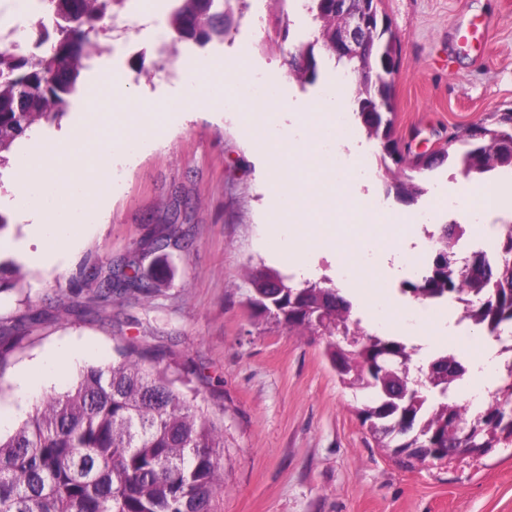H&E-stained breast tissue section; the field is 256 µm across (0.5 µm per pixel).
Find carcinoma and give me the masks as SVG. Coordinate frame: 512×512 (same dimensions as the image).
I'll return each mask as SVG.
<instances>
[{
  "instance_id": "cac0c4a2",
  "label": "carcinoma",
  "mask_w": 512,
  "mask_h": 512,
  "mask_svg": "<svg viewBox=\"0 0 512 512\" xmlns=\"http://www.w3.org/2000/svg\"><path fill=\"white\" fill-rule=\"evenodd\" d=\"M120 0H50L53 30L41 28L37 48H0V168L20 139L40 123L55 124L70 98L80 92L81 71L89 67L90 34ZM168 25L174 40L204 46L222 40L230 22L226 0H176ZM312 29L308 50H319L359 76L369 56H399L400 38L390 22L369 31L371 55L336 52V35L349 7L344 0H305ZM319 62L290 71L312 82ZM353 112L366 137L377 143L386 193L411 204L426 192L422 175L449 165L481 178L512 168V108L492 113L450 135L436 153L410 156L394 131V92L389 80L356 81ZM176 225L135 249L118 266L122 277L98 269L85 276L104 302L112 295L147 299L162 286L164 274L140 275L143 261L170 246ZM463 231L444 227L433 266L407 283L413 297L436 299L467 294L468 317L494 331L512 323V225L500 237L498 252L475 261L454 250ZM21 266L0 261V293L16 288ZM252 304L274 318L288 310V329L324 336L341 384L361 396L358 416L378 446L396 451L420 444L419 464L454 458V443L469 436L478 448L512 445V360L505 362L494 395L472 410L449 397L466 367L440 350L411 368L412 351L398 336L370 333L353 317L352 303L328 280L300 285L276 269L251 275ZM36 315L24 312L7 330L0 347L10 350ZM118 360L89 366L64 392L50 393L13 433L0 436V512H223L224 418L211 416L188 400L159 367V356L129 338L117 346Z\"/></svg>"
}]
</instances>
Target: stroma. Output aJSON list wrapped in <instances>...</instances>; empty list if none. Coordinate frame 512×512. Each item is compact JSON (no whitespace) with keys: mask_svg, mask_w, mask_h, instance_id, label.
I'll return each mask as SVG.
<instances>
[{"mask_svg":"<svg viewBox=\"0 0 512 512\" xmlns=\"http://www.w3.org/2000/svg\"><path fill=\"white\" fill-rule=\"evenodd\" d=\"M381 7L401 40L395 134L411 154L512 106V0H382ZM266 10V24L255 25L251 8L232 0L234 22L223 41L185 46L193 59L247 56V94L232 99L229 110L170 111L172 98L191 85L189 71L148 83L136 56L144 54L149 67L159 56L138 36L120 62L103 57L82 72L85 87L99 71L121 73L131 88L160 101L163 117L154 137L100 174V190L112 197L108 212L75 217L71 244L55 255L40 258L28 218L12 206L14 169L0 170V212L10 218L0 237L19 246L0 259L24 272L15 289L0 293V325L26 310L40 316L0 365V411L21 423L44 395L66 390L87 367L112 363L121 340L135 337L171 355L169 374L187 398L223 414V512H512V447L402 466L362 426L358 401L338 381L323 339L296 335L249 302L248 269L283 270L272 246L292 221L259 166V143L296 144L280 160L281 181L336 193L335 210L323 218L330 232L314 243L311 280L345 287L336 275L340 248L355 238L363 269L389 252L393 269L379 282L389 299L411 277L400 247L405 233L380 239L354 202V183L371 182L382 210L451 224L460 215L456 188L464 179L460 170L440 169L430 174L426 194L405 206L385 194L376 159L364 170L351 166L336 140L303 159L299 147L321 85L290 74L288 52L300 39L281 41L274 32L279 7L268 0ZM273 82L282 105L252 137L248 101ZM173 214L181 241L167 251L164 286L148 299L98 303L85 271L119 263ZM75 288L85 312L68 318ZM73 346L80 353L72 364L39 379V362Z\"/></svg>","mask_w":512,"mask_h":512,"instance_id":"1","label":"stroma"}]
</instances>
